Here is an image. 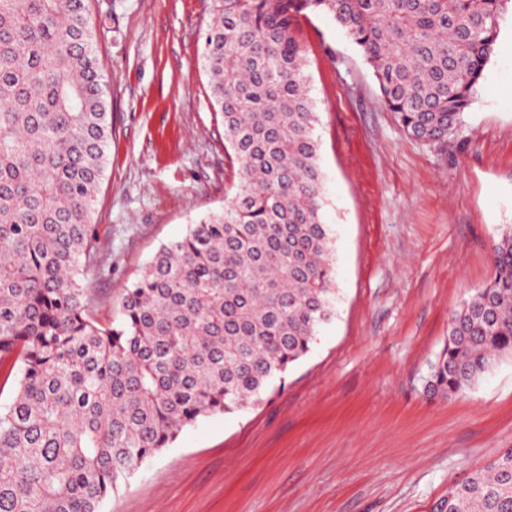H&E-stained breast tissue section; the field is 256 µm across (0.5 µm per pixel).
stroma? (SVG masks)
Returning <instances> with one entry per match:
<instances>
[{"instance_id": "35a3bbf8", "label": "stroma", "mask_w": 512, "mask_h": 512, "mask_svg": "<svg viewBox=\"0 0 512 512\" xmlns=\"http://www.w3.org/2000/svg\"><path fill=\"white\" fill-rule=\"evenodd\" d=\"M112 115L92 215L98 316L160 245L234 192L198 60L211 0H89ZM333 234L336 314L284 386L215 413L112 493L103 512H430L450 482L512 448V355L470 390L426 394L448 322L493 274L512 225V12L460 127L404 132L360 49L328 15L297 31Z\"/></svg>"}]
</instances>
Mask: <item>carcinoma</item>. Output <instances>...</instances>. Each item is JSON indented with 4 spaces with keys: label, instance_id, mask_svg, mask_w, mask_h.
<instances>
[{
    "label": "carcinoma",
    "instance_id": "1",
    "mask_svg": "<svg viewBox=\"0 0 512 512\" xmlns=\"http://www.w3.org/2000/svg\"><path fill=\"white\" fill-rule=\"evenodd\" d=\"M512 0H212L200 64L236 192L95 315L92 213L111 122L88 0H0V512H101L201 417L285 382L334 311L332 241L301 20L328 14L411 137L454 132ZM424 379L470 389L512 355V227ZM432 512H512V449Z\"/></svg>",
    "mask_w": 512,
    "mask_h": 512
}]
</instances>
